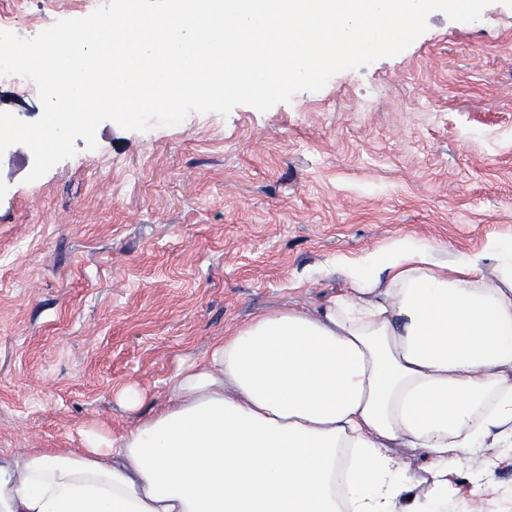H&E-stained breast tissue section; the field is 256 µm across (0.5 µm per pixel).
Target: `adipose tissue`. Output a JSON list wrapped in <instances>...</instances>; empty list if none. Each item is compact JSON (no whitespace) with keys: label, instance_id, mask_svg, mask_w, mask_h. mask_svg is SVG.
Masks as SVG:
<instances>
[{"label":"adipose tissue","instance_id":"1","mask_svg":"<svg viewBox=\"0 0 512 512\" xmlns=\"http://www.w3.org/2000/svg\"><path fill=\"white\" fill-rule=\"evenodd\" d=\"M336 264L345 291L226 328L166 407L117 390L128 433L0 452V512H447L455 478L486 495L496 458L471 456L512 448V244L396 236Z\"/></svg>","mask_w":512,"mask_h":512}]
</instances>
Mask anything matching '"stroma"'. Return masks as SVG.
Here are the masks:
<instances>
[{
  "label": "stroma",
  "instance_id": "35a3bbf8",
  "mask_svg": "<svg viewBox=\"0 0 512 512\" xmlns=\"http://www.w3.org/2000/svg\"><path fill=\"white\" fill-rule=\"evenodd\" d=\"M82 0H0L31 38ZM405 51L334 75L262 112L193 113L126 130L35 182L22 144L0 155V451L75 448L80 429L135 419L121 386L169 379L260 309L345 290L336 256L394 236L450 253L512 241V7L475 22L434 12ZM449 512H512V449L479 503L454 481Z\"/></svg>",
  "mask_w": 512,
  "mask_h": 512
}]
</instances>
